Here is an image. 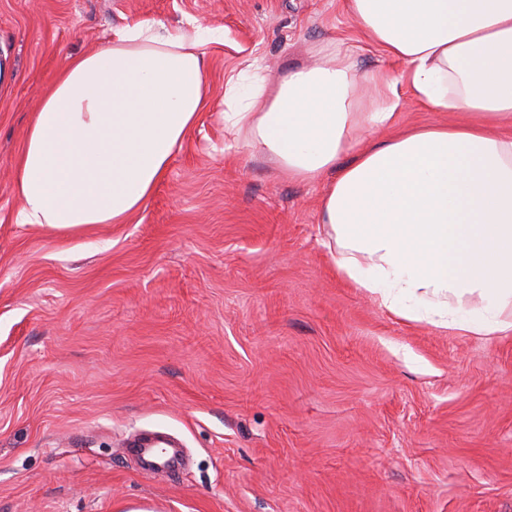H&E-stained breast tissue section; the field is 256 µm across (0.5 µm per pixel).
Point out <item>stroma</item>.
Returning <instances> with one entry per match:
<instances>
[{
    "instance_id": "stroma-1",
    "label": "stroma",
    "mask_w": 512,
    "mask_h": 512,
    "mask_svg": "<svg viewBox=\"0 0 512 512\" xmlns=\"http://www.w3.org/2000/svg\"><path fill=\"white\" fill-rule=\"evenodd\" d=\"M154 19L224 30L214 96L126 224H20L13 184L70 56ZM343 0H0V512H512V332L405 322L336 272L327 182L225 134L224 82L337 42ZM180 438L159 479L121 446Z\"/></svg>"
}]
</instances>
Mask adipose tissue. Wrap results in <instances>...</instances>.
I'll return each mask as SVG.
<instances>
[{
  "mask_svg": "<svg viewBox=\"0 0 512 512\" xmlns=\"http://www.w3.org/2000/svg\"><path fill=\"white\" fill-rule=\"evenodd\" d=\"M364 41L267 84L249 58L224 84V128L291 180L327 178L320 221L338 274L391 314L461 333L512 331V0H345ZM216 30L112 28L67 58L35 113L14 181L16 221L53 230L142 212L207 107ZM465 121L401 125L400 87ZM386 138L362 149L364 130ZM479 313H464L469 298Z\"/></svg>",
  "mask_w": 512,
  "mask_h": 512,
  "instance_id": "adipose-tissue-1",
  "label": "adipose tissue"
}]
</instances>
